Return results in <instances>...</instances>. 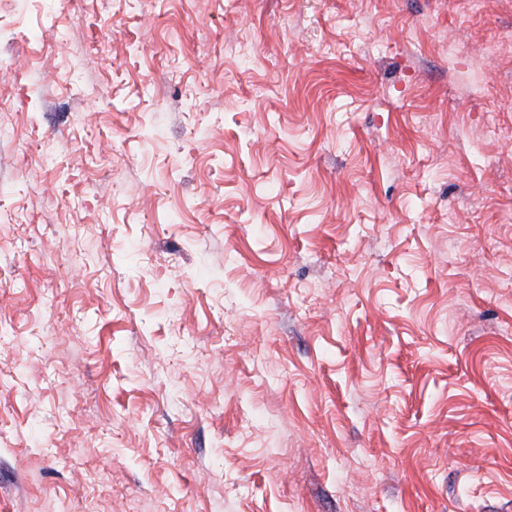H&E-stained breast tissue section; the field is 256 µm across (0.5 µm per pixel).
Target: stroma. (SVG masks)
<instances>
[{"label": "stroma", "instance_id": "obj_1", "mask_svg": "<svg viewBox=\"0 0 512 512\" xmlns=\"http://www.w3.org/2000/svg\"><path fill=\"white\" fill-rule=\"evenodd\" d=\"M0 62V512H512V0H31Z\"/></svg>", "mask_w": 512, "mask_h": 512}]
</instances>
